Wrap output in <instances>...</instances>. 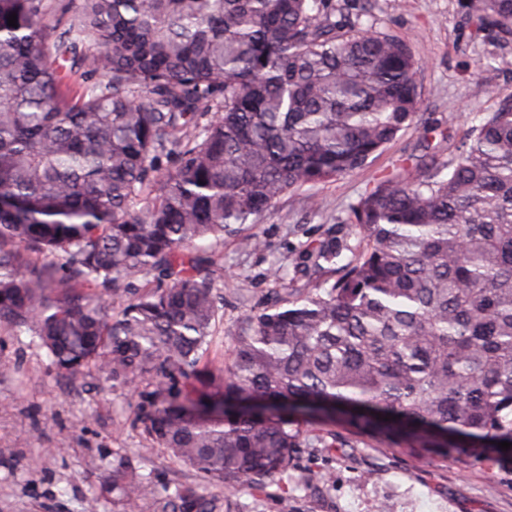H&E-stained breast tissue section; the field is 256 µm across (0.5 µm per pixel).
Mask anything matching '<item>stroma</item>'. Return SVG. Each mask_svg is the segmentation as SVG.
<instances>
[{
  "instance_id": "stroma-1",
  "label": "stroma",
  "mask_w": 512,
  "mask_h": 512,
  "mask_svg": "<svg viewBox=\"0 0 512 512\" xmlns=\"http://www.w3.org/2000/svg\"><path fill=\"white\" fill-rule=\"evenodd\" d=\"M468 4L372 0L358 17L359 27L408 45L419 63L421 115L365 168L288 193L273 213L214 243L219 302L205 365L229 359L246 314L319 279L303 259L311 246L335 239L340 266L358 256L362 245L350 208L375 178L411 170L433 154L450 158L464 130L493 111L499 95L512 93V40L477 31ZM244 235L256 237L258 247L242 249ZM155 388L149 377L128 387L99 379L92 369L74 377L58 372L29 333L0 325V512H153L144 500L99 496L102 478L121 456L159 485L190 484L222 496L221 482L152 448L135 424L137 404ZM330 428L335 448H298L286 477L241 496V512H512V466L455 448L438 459L356 433L342 420Z\"/></svg>"
}]
</instances>
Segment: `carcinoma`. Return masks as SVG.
I'll return each mask as SVG.
<instances>
[{"instance_id": "obj_1", "label": "carcinoma", "mask_w": 512, "mask_h": 512, "mask_svg": "<svg viewBox=\"0 0 512 512\" xmlns=\"http://www.w3.org/2000/svg\"><path fill=\"white\" fill-rule=\"evenodd\" d=\"M48 14L0 0V325L59 371L157 378L144 431L224 482L222 501L160 491L119 460L100 496L237 512L288 474L315 418L512 461L498 447L512 443V93L450 159L377 179L351 207L358 258L248 314L228 362L203 373L212 243L364 167L418 115V62L336 0H75L61 29ZM471 18L512 40V0H471ZM67 62L108 79L75 90ZM170 153L180 164L156 176ZM305 259L334 262L335 241Z\"/></svg>"}]
</instances>
